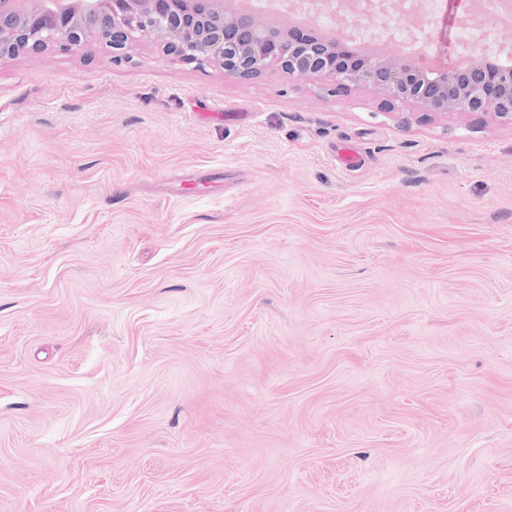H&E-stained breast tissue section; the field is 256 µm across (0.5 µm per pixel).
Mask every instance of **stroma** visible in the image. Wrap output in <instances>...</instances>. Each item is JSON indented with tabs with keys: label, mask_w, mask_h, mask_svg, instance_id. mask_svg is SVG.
<instances>
[{
	"label": "stroma",
	"mask_w": 512,
	"mask_h": 512,
	"mask_svg": "<svg viewBox=\"0 0 512 512\" xmlns=\"http://www.w3.org/2000/svg\"><path fill=\"white\" fill-rule=\"evenodd\" d=\"M0 512H512V127L0 59Z\"/></svg>",
	"instance_id": "35a3bbf8"
}]
</instances>
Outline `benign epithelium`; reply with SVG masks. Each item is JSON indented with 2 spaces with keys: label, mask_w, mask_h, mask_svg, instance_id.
<instances>
[{
  "label": "benign epithelium",
  "mask_w": 512,
  "mask_h": 512,
  "mask_svg": "<svg viewBox=\"0 0 512 512\" xmlns=\"http://www.w3.org/2000/svg\"><path fill=\"white\" fill-rule=\"evenodd\" d=\"M494 22L512 26V0H497ZM198 68L250 80L277 67L299 80L321 77L334 95L370 88L392 109L414 104L421 116L477 114L512 126V51L488 60L369 51L312 22L278 24L224 0H0V58L94 44L116 63L134 61L140 42Z\"/></svg>",
  "instance_id": "obj_1"
}]
</instances>
